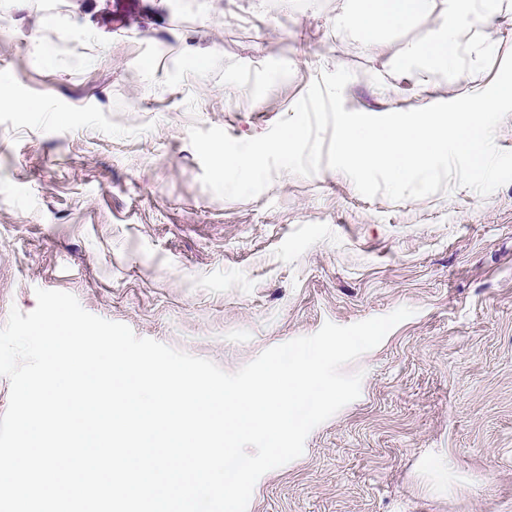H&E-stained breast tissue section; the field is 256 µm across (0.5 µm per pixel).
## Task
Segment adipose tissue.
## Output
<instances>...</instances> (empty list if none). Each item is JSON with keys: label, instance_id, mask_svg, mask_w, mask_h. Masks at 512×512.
<instances>
[{"label": "adipose tissue", "instance_id": "1", "mask_svg": "<svg viewBox=\"0 0 512 512\" xmlns=\"http://www.w3.org/2000/svg\"><path fill=\"white\" fill-rule=\"evenodd\" d=\"M484 0H448V18L421 43L408 48L410 58L426 59L434 66H448L465 51L461 40L463 26L481 18ZM431 0H348L341 23L355 28L365 43L377 44L387 29L403 26L425 17Z\"/></svg>", "mask_w": 512, "mask_h": 512}]
</instances>
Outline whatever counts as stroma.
<instances>
[{"mask_svg":"<svg viewBox=\"0 0 512 512\" xmlns=\"http://www.w3.org/2000/svg\"><path fill=\"white\" fill-rule=\"evenodd\" d=\"M347 0H0V327L36 289L232 373L401 306L348 364L361 394L265 473L247 512H512V183L394 202L343 173L217 197L189 129L265 134L322 72L379 116L487 87L512 14L454 68L405 57L448 0L364 44Z\"/></svg>","mask_w":512,"mask_h":512,"instance_id":"obj_1","label":"stroma"}]
</instances>
